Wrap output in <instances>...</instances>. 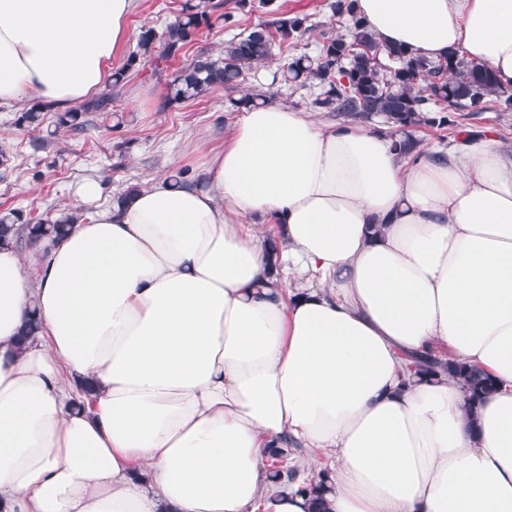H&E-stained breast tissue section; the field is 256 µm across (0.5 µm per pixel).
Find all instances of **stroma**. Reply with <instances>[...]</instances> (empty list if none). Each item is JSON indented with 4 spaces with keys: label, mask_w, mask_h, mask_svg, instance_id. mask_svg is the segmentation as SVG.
Returning a JSON list of instances; mask_svg holds the SVG:
<instances>
[{
    "label": "stroma",
    "mask_w": 512,
    "mask_h": 512,
    "mask_svg": "<svg viewBox=\"0 0 512 512\" xmlns=\"http://www.w3.org/2000/svg\"><path fill=\"white\" fill-rule=\"evenodd\" d=\"M185 0H138L128 19L129 38L112 60L120 67L137 48L142 28L162 29L181 9ZM232 23L212 17L189 44L183 60L200 52L219 54L227 42L247 27L264 20L263 9L239 10L236 0H221ZM282 13L306 15L312 30L300 41L276 43L272 59L282 64L293 55L316 54L325 32L348 34V23L333 16L329 0H275ZM177 62L159 72L152 59H142L137 70L116 91L112 110L97 121L96 129L84 134L55 131L45 120L38 131L16 125L26 101L0 106V211L17 209L29 216H54L74 208L75 190L86 180L103 187V202H111L127 186L141 184L173 167H193L198 156L194 146L216 149L224 143V126L235 111L236 93L215 88L202 98L183 104H165L166 82ZM121 125H114V117ZM464 129L491 130L502 142H512V109L489 103L486 110L467 112L459 118ZM47 138L46 148L32 153L34 136Z\"/></svg>",
    "instance_id": "1"
}]
</instances>
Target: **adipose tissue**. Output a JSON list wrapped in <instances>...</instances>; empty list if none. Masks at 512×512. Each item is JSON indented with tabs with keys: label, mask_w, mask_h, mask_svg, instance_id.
Returning <instances> with one entry per match:
<instances>
[{
	"label": "adipose tissue",
	"mask_w": 512,
	"mask_h": 512,
	"mask_svg": "<svg viewBox=\"0 0 512 512\" xmlns=\"http://www.w3.org/2000/svg\"><path fill=\"white\" fill-rule=\"evenodd\" d=\"M135 7L0 0V105L100 92ZM356 10L382 45L512 89V0ZM101 193L80 185L66 235L0 248V512H249L288 445L332 458L326 512H512V144L416 157L268 103L186 183ZM419 353L495 388L469 406L412 375Z\"/></svg>",
	"instance_id": "1"
}]
</instances>
